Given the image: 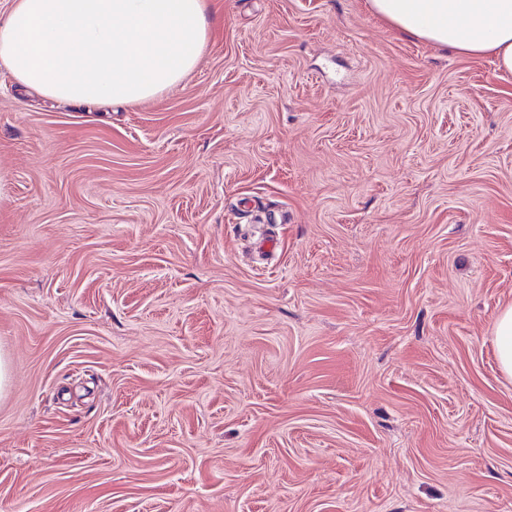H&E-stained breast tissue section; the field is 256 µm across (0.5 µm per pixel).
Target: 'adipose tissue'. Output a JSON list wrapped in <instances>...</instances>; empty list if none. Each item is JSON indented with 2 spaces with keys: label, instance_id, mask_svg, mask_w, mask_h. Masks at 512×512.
Returning <instances> with one entry per match:
<instances>
[{
  "label": "adipose tissue",
  "instance_id": "ef3b65f1",
  "mask_svg": "<svg viewBox=\"0 0 512 512\" xmlns=\"http://www.w3.org/2000/svg\"><path fill=\"white\" fill-rule=\"evenodd\" d=\"M403 36L493 57L512 74V0H367ZM209 0H9L0 68L58 102L136 103L180 82L208 43Z\"/></svg>",
  "mask_w": 512,
  "mask_h": 512
}]
</instances>
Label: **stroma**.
<instances>
[{
	"mask_svg": "<svg viewBox=\"0 0 512 512\" xmlns=\"http://www.w3.org/2000/svg\"><path fill=\"white\" fill-rule=\"evenodd\" d=\"M211 2L141 103L0 71V512H512V75ZM494 342L502 374L512 378V306L502 310L493 326Z\"/></svg>",
	"mask_w": 512,
	"mask_h": 512,
	"instance_id": "obj_1",
	"label": "stroma"
}]
</instances>
